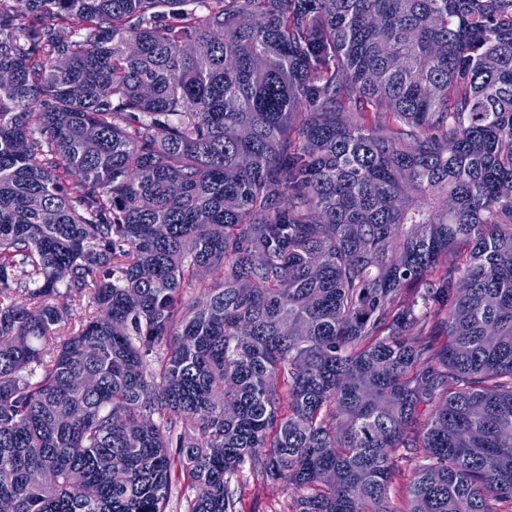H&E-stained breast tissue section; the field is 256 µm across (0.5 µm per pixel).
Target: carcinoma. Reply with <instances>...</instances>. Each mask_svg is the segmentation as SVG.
Wrapping results in <instances>:
<instances>
[{
    "label": "carcinoma",
    "mask_w": 512,
    "mask_h": 512,
    "mask_svg": "<svg viewBox=\"0 0 512 512\" xmlns=\"http://www.w3.org/2000/svg\"><path fill=\"white\" fill-rule=\"evenodd\" d=\"M245 469L512 512V0L0 2V512Z\"/></svg>",
    "instance_id": "carcinoma-1"
}]
</instances>
